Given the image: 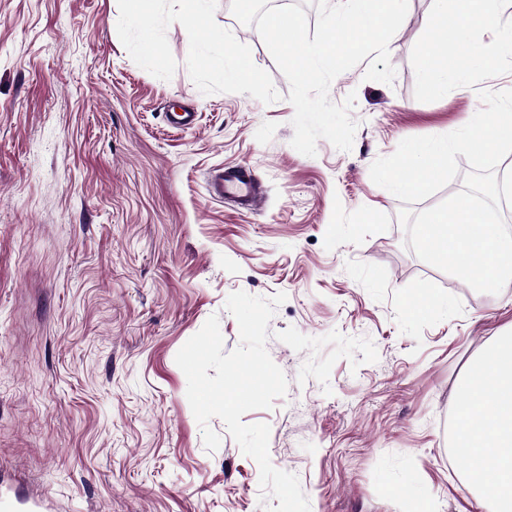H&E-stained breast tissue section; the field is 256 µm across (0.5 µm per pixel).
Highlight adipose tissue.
Listing matches in <instances>:
<instances>
[{
  "label": "adipose tissue",
  "mask_w": 512,
  "mask_h": 512,
  "mask_svg": "<svg viewBox=\"0 0 512 512\" xmlns=\"http://www.w3.org/2000/svg\"><path fill=\"white\" fill-rule=\"evenodd\" d=\"M428 16L424 48L428 83L447 88L512 57V40L474 39L473 22L494 27L512 0H465L462 17L448 15L447 0H436ZM468 382L453 421L455 454L468 461L467 485L512 512V333L495 339L467 367Z\"/></svg>",
  "instance_id": "obj_1"
}]
</instances>
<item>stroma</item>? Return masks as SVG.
Masks as SVG:
<instances>
[{
	"mask_svg": "<svg viewBox=\"0 0 512 512\" xmlns=\"http://www.w3.org/2000/svg\"><path fill=\"white\" fill-rule=\"evenodd\" d=\"M126 0H0V501L40 512H265L257 462L224 422L196 420L175 362L210 316L240 344L226 300L282 292L267 351L288 388L246 412L310 512H492L465 482L450 424L468 363L512 332V283L473 290L406 247L417 213L370 177L407 137L464 126L480 91L512 89V62L467 87L424 79L425 17L409 0L389 43L392 84L340 74L351 150L291 145L290 85L258 30L214 0L189 29L176 0L144 23ZM224 55L223 71L205 59ZM242 68L252 85L229 75ZM198 114L167 125L169 106ZM249 167L244 212L206 177ZM221 438L207 451L203 428Z\"/></svg>",
	"mask_w": 512,
	"mask_h": 512,
	"instance_id": "1",
	"label": "stroma"
}]
</instances>
